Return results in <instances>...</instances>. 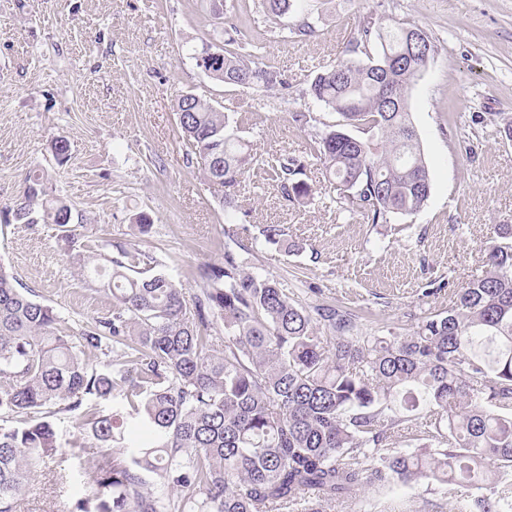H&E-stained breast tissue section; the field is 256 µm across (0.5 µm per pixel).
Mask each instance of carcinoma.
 <instances>
[{"label": "carcinoma", "mask_w": 512, "mask_h": 512, "mask_svg": "<svg viewBox=\"0 0 512 512\" xmlns=\"http://www.w3.org/2000/svg\"><path fill=\"white\" fill-rule=\"evenodd\" d=\"M266 21L307 0H263ZM202 43L196 66L232 87H274L243 39ZM407 18L362 27L348 52L310 81L308 95L338 116L314 137L310 156L343 186L368 224L411 216L431 184L410 121L408 90L435 45L410 41ZM210 48L219 58L204 57ZM173 111L187 165L222 193L224 223L242 206L237 188L258 164L253 145L219 106L200 96ZM365 131L354 137L346 127ZM57 164L64 137L51 142ZM296 157L276 160L293 199L313 195ZM36 170L10 209L17 224L59 227L73 264L112 296L111 313L77 339L58 334L55 309L0 265V512H17L28 481L57 451L67 415L95 440L80 468L76 512H334L371 487L425 484L426 512L469 487L479 495L456 512H512V224L486 254V269L450 297L448 309L412 332L368 333L345 310L304 304L273 277L246 270L218 242L223 262L183 286L155 270L130 242L117 255L76 249L72 205L48 193ZM108 357L98 369L91 358ZM113 399L106 411L99 401ZM143 432L127 437L126 419ZM159 484L172 495L158 496Z\"/></svg>", "instance_id": "1"}]
</instances>
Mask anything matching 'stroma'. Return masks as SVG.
I'll return each instance as SVG.
<instances>
[{
    "mask_svg": "<svg viewBox=\"0 0 512 512\" xmlns=\"http://www.w3.org/2000/svg\"><path fill=\"white\" fill-rule=\"evenodd\" d=\"M260 3L224 0L218 17L210 0H0V265L56 310L64 335L109 313L112 298L69 263L56 225L9 223L6 212L38 168L48 191L72 204L84 251L126 242L133 215L146 212L154 225L145 249L194 293L199 267L221 260L213 244L225 224L218 197L183 157L172 104L187 91L221 105L262 158L238 188L249 205L233 227L245 268L306 302L350 311L364 328L405 333L447 308L480 274L499 225L512 224V141L499 133L512 122V0H311L315 33L305 39L270 31ZM245 14L260 62L282 86L227 87L192 59L207 34L224 39ZM388 16L411 19L436 47L408 90L431 193L415 216L368 224L311 157L316 128L293 115L335 122L308 84L361 23ZM58 136L71 144L62 165L51 153ZM285 155L304 160L310 199L283 196L269 162ZM266 224L282 225L279 243L265 242ZM77 441L92 438L75 419L59 422V452L27 485L20 512H72L77 496L55 476L77 466ZM427 496L415 485L373 488L365 499L369 512H420Z\"/></svg>",
    "mask_w": 512,
    "mask_h": 512,
    "instance_id": "35a3bbf8",
    "label": "stroma"
}]
</instances>
